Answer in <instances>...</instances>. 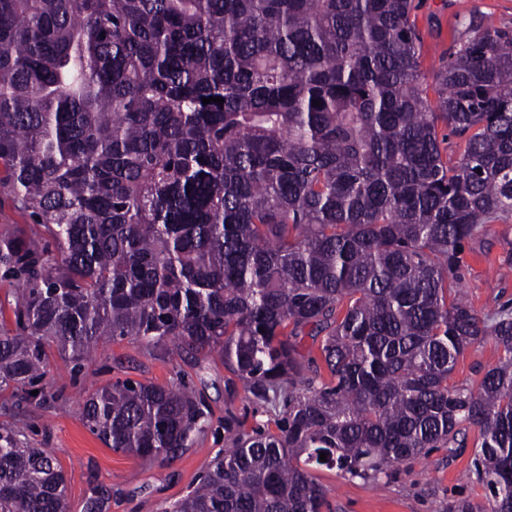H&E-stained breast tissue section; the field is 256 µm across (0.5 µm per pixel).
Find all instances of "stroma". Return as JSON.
<instances>
[{
    "label": "stroma",
    "instance_id": "1",
    "mask_svg": "<svg viewBox=\"0 0 512 512\" xmlns=\"http://www.w3.org/2000/svg\"><path fill=\"white\" fill-rule=\"evenodd\" d=\"M414 5L423 35L422 67L428 75L466 37L470 20L512 27V0H414ZM511 258L510 219L490 225L479 239L466 242L460 286L479 313L512 302V275L499 274ZM501 355L493 339L473 344L458 358L452 384L475 386ZM179 376L210 413L207 432L182 453L150 462L115 452L82 421L79 403L87 390L125 379L167 385ZM43 387L42 399L33 402L1 394L0 426L15 428L28 447L54 452L67 477L71 512H86L93 498L98 512H159L185 495L215 455L229 446L225 424L243 421L251 427L270 422L217 352L192 355L173 346L147 348L127 339L106 338L77 373L57 351H50ZM480 442L478 429L469 428L463 447L431 451L376 483L334 468L314 470V479L327 491L329 506L324 512H449L462 500L489 512L473 468Z\"/></svg>",
    "mask_w": 512,
    "mask_h": 512
}]
</instances>
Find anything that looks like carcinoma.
<instances>
[{
    "instance_id": "carcinoma-1",
    "label": "carcinoma",
    "mask_w": 512,
    "mask_h": 512,
    "mask_svg": "<svg viewBox=\"0 0 512 512\" xmlns=\"http://www.w3.org/2000/svg\"><path fill=\"white\" fill-rule=\"evenodd\" d=\"M413 9L0 0V191L36 218L0 225V393L35 399L48 350L77 366L107 337L217 351L275 430H229L162 512H322L312 470L377 481L470 427L492 512H512V308L450 287L464 242L512 217V28L471 22L432 101ZM306 335L327 381L303 373ZM488 336L499 363L449 384ZM81 416L146 460L209 424L181 380L91 389ZM0 512H69L56 458L5 426Z\"/></svg>"
}]
</instances>
